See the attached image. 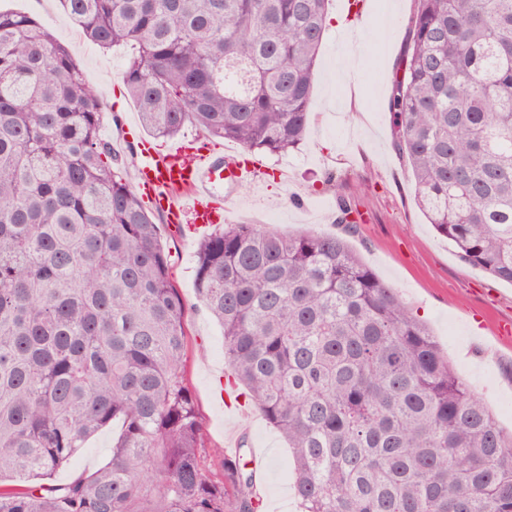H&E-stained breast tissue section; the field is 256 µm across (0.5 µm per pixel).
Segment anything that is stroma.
Listing matches in <instances>:
<instances>
[{
  "label": "stroma",
  "instance_id": "35a3bbf8",
  "mask_svg": "<svg viewBox=\"0 0 512 512\" xmlns=\"http://www.w3.org/2000/svg\"><path fill=\"white\" fill-rule=\"evenodd\" d=\"M32 16L65 45L88 85L105 106L100 135L127 160L134 180L131 134H145L138 109L119 75L135 54L132 44L104 50L85 38L59 0H0V9ZM416 0H369L361 31L349 34L340 0H330V23L316 65L312 115L301 144L262 156L257 178L224 192V221L258 224L281 232L340 233L336 198L357 206L361 221L350 244L380 278L397 289L414 313L431 327L459 377L512 427V338L495 334L496 323L512 320V285L463 262L428 224L415 197L410 171L399 158L387 108L396 63L408 38ZM334 174V185L324 183ZM170 278L187 304L186 331L193 389L209 450L224 451L227 437L263 449L255 470L263 512H299L291 480L288 445L254 407L225 404L216 389L227 365L220 326L196 297L200 234L177 231L155 213ZM118 424L92 436L70 464L52 477L63 488L104 466L112 455Z\"/></svg>",
  "mask_w": 512,
  "mask_h": 512
}]
</instances>
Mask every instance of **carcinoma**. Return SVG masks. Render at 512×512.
<instances>
[{
    "label": "carcinoma",
    "instance_id": "cac0c4a2",
    "mask_svg": "<svg viewBox=\"0 0 512 512\" xmlns=\"http://www.w3.org/2000/svg\"><path fill=\"white\" fill-rule=\"evenodd\" d=\"M328 0H61L94 43H133L145 127L187 123L250 156L307 131ZM389 98L429 223L512 285V0H417ZM67 48L0 10V512H260L241 458L206 466L186 306L154 216L99 134ZM345 235L229 224L196 292L227 380L288 441L303 512H512V432ZM102 468L42 483L113 421Z\"/></svg>",
    "mask_w": 512,
    "mask_h": 512
}]
</instances>
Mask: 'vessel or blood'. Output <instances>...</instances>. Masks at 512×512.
Wrapping results in <instances>:
<instances>
[{
    "mask_svg": "<svg viewBox=\"0 0 512 512\" xmlns=\"http://www.w3.org/2000/svg\"><path fill=\"white\" fill-rule=\"evenodd\" d=\"M136 156L142 198L164 212L169 222L186 223L191 232L220 220L225 187L253 178L261 168L256 160L237 164L222 147L194 148L186 141L164 146L143 138Z\"/></svg>",
    "mask_w": 512,
    "mask_h": 512,
    "instance_id": "vessel-or-blood-1",
    "label": "vessel or blood"
}]
</instances>
